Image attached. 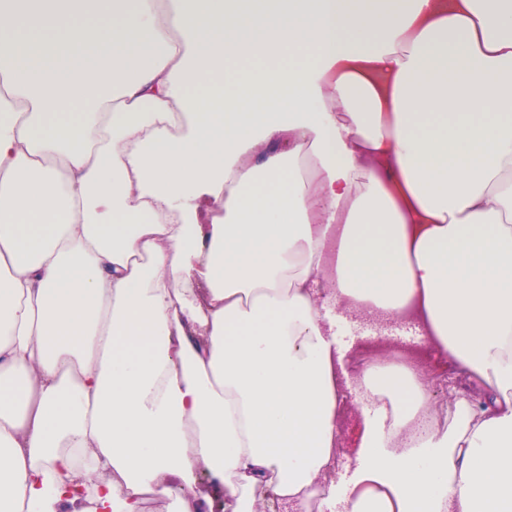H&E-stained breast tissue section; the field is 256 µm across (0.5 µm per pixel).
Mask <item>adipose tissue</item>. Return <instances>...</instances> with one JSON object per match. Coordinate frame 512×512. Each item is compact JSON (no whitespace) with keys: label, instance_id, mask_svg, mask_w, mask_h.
Listing matches in <instances>:
<instances>
[{"label":"adipose tissue","instance_id":"adipose-tissue-1","mask_svg":"<svg viewBox=\"0 0 512 512\" xmlns=\"http://www.w3.org/2000/svg\"><path fill=\"white\" fill-rule=\"evenodd\" d=\"M91 3L0 0V512H512V0ZM340 306L487 402L398 445ZM362 414L354 396H348L337 421L336 447L339 457L337 470L344 472L343 465L353 458L355 440Z\"/></svg>","mask_w":512,"mask_h":512}]
</instances>
